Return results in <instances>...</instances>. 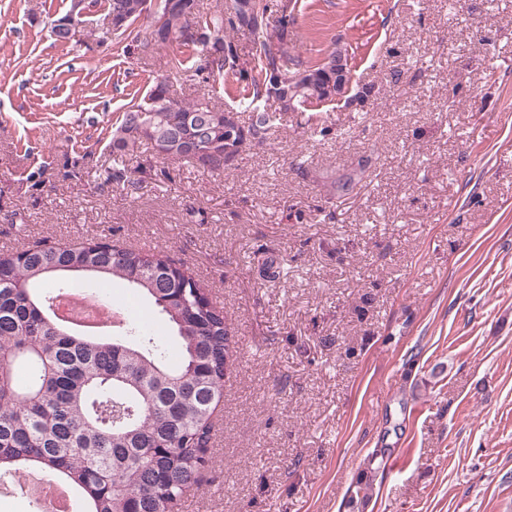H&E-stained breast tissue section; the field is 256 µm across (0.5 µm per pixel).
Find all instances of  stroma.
I'll list each match as a JSON object with an SVG mask.
<instances>
[{
  "mask_svg": "<svg viewBox=\"0 0 512 512\" xmlns=\"http://www.w3.org/2000/svg\"><path fill=\"white\" fill-rule=\"evenodd\" d=\"M271 2L299 60L347 49V95L218 176L141 144L161 176L117 187L132 97L238 89L150 18L118 37L99 4L64 44L73 0H0V253L103 238L223 306L211 463L174 512H355L360 480L356 512H512V0ZM370 168L371 159L368 157L362 158L357 163V167H355L350 173L336 178V180L331 183L333 190L339 195L349 194V192L353 191L359 183L368 178V171Z\"/></svg>",
  "mask_w": 512,
  "mask_h": 512,
  "instance_id": "1",
  "label": "stroma"
}]
</instances>
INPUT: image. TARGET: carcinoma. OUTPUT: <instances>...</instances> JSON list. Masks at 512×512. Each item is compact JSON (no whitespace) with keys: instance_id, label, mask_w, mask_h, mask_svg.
<instances>
[{"instance_id":"carcinoma-1","label":"carcinoma","mask_w":512,"mask_h":512,"mask_svg":"<svg viewBox=\"0 0 512 512\" xmlns=\"http://www.w3.org/2000/svg\"><path fill=\"white\" fill-rule=\"evenodd\" d=\"M200 0H157L171 20L199 15ZM224 0L195 25L223 38L224 28L245 30L256 41L249 63L235 45L222 43L204 55L203 70L213 77L244 82L235 117L224 110H203L208 102L172 98L158 80L142 98L125 107L112 133L111 178L119 185L135 174L151 175L153 166L137 159L146 142H170L173 155L210 173L235 166L247 147L266 139L289 112L336 101L342 76L332 60L348 61L336 49L313 65L292 55L288 6L270 23L269 0ZM143 0H106L109 14L126 16L122 36L141 18ZM281 81L292 107L265 109L271 80ZM251 113V122L240 111ZM365 157L332 183L348 194L368 178ZM120 280L157 314L172 333L179 358L167 356L169 337L132 317L120 326L87 335L56 321L52 307L59 293L75 286L74 275ZM231 349L224 309L205 288L161 255L144 254L106 240L0 254V477L36 470L48 480L76 488L73 512H166L183 497L197 473L209 465L212 416L224 398V372ZM26 373L24 382L17 371Z\"/></svg>"}]
</instances>
